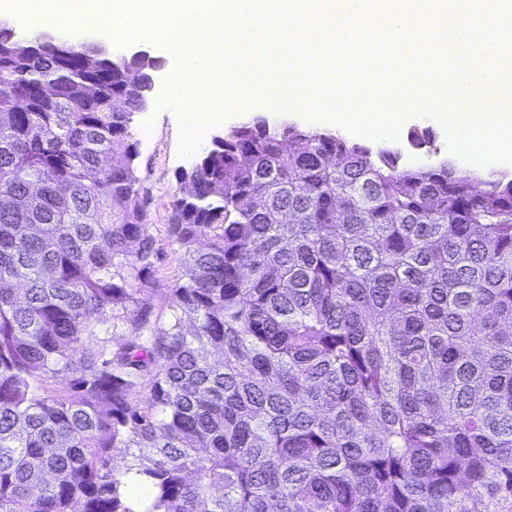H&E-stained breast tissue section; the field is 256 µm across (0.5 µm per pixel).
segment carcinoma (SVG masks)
<instances>
[{"label":"carcinoma","instance_id":"cac0c4a2","mask_svg":"<svg viewBox=\"0 0 512 512\" xmlns=\"http://www.w3.org/2000/svg\"><path fill=\"white\" fill-rule=\"evenodd\" d=\"M144 67L0 40V512H512V179L244 123L157 327Z\"/></svg>","mask_w":512,"mask_h":512}]
</instances>
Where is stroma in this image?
<instances>
[{
	"label": "stroma",
	"mask_w": 512,
	"mask_h": 512,
	"mask_svg": "<svg viewBox=\"0 0 512 512\" xmlns=\"http://www.w3.org/2000/svg\"><path fill=\"white\" fill-rule=\"evenodd\" d=\"M163 88H156L147 111L134 117V133L139 142L137 159L138 174L142 181V193L148 212V232L154 239L157 259L155 275L161 288L154 298V317L157 325H164L169 317V307L164 291L171 287L182 274L183 251L168 233V216L171 202L179 190L178 173L184 168L182 159V117L172 104H160L159 97ZM263 116L272 121H287L303 127L314 126L313 118L306 114H288L272 106L269 98L251 100L242 108L226 112L223 119L210 124V131L226 128L236 122H245L254 116ZM429 131L434 144L440 150L439 155H430L428 149L412 150L408 136L411 131ZM359 142L378 149L381 147L407 154L416 153L420 164L430 165L439 160H453L462 169L476 172L480 176L507 174L512 176V160H495L480 164L474 160L452 155L448 146L446 131L433 117L423 114H411L401 121V131L395 138L378 141L366 135H359Z\"/></svg>",
	"instance_id": "1"
}]
</instances>
